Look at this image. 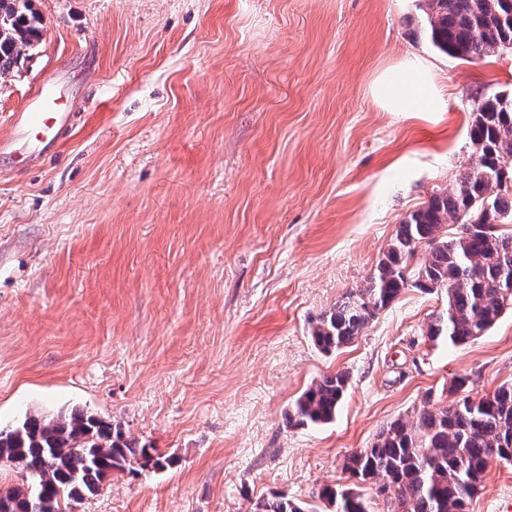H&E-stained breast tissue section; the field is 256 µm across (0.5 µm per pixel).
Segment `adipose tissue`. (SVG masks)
Instances as JSON below:
<instances>
[{
  "label": "adipose tissue",
  "instance_id": "adipose-tissue-1",
  "mask_svg": "<svg viewBox=\"0 0 512 512\" xmlns=\"http://www.w3.org/2000/svg\"><path fill=\"white\" fill-rule=\"evenodd\" d=\"M373 101L386 112H438L442 93L433 64L406 57L380 72L371 82Z\"/></svg>",
  "mask_w": 512,
  "mask_h": 512
}]
</instances>
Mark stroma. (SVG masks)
I'll return each instance as SVG.
<instances>
[{"label": "stroma", "mask_w": 512, "mask_h": 512, "mask_svg": "<svg viewBox=\"0 0 512 512\" xmlns=\"http://www.w3.org/2000/svg\"><path fill=\"white\" fill-rule=\"evenodd\" d=\"M42 36L0 81V125L67 71L60 154L0 159V427L79 409L173 458L116 471L80 512L324 505L387 422L512 383V307L464 346L425 341L447 295L402 291L346 347L311 325L366 287L401 222L471 164L475 100L512 92V50L433 49L427 0H31ZM432 61L440 112L368 86ZM349 376L333 421L289 427L302 392ZM493 462L469 512H507Z\"/></svg>", "instance_id": "stroma-1"}]
</instances>
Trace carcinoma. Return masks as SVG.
Here are the masks:
<instances>
[{"instance_id":"obj_1","label":"carcinoma","mask_w":512,"mask_h":512,"mask_svg":"<svg viewBox=\"0 0 512 512\" xmlns=\"http://www.w3.org/2000/svg\"><path fill=\"white\" fill-rule=\"evenodd\" d=\"M428 37L437 50L462 58L512 49V0H429ZM42 35L28 0H0V72H12ZM469 140L474 161L451 191L433 195L398 225L369 285L347 292L312 326L311 337L329 353L351 343L407 288L443 290L447 307L426 338L454 346L476 340L512 305V93L485 97L472 109ZM467 224L465 235L448 227ZM428 254L414 262L416 248ZM468 378L453 379L454 400L422 407L410 419L384 425L368 448L344 461L349 477L383 487L387 512H467L495 460H512V384L473 399ZM348 376L313 382L288 413V426L331 422ZM163 470L170 459L125 436L119 426L81 410L56 417L27 415L0 429V466L19 470L22 486L0 491V512H68L100 489L115 470L133 465ZM318 498L329 512H373L352 487L326 484ZM257 512H306L275 495Z\"/></svg>"}]
</instances>
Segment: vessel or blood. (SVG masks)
<instances>
[{
    "label": "vessel or blood",
    "mask_w": 512,
    "mask_h": 512,
    "mask_svg": "<svg viewBox=\"0 0 512 512\" xmlns=\"http://www.w3.org/2000/svg\"><path fill=\"white\" fill-rule=\"evenodd\" d=\"M74 117L72 104L59 91L57 80L41 82L22 111L13 113L7 125L0 129V156L14 155L18 145L29 144L38 156L48 157L71 127Z\"/></svg>",
    "instance_id": "b4317fda"
}]
</instances>
